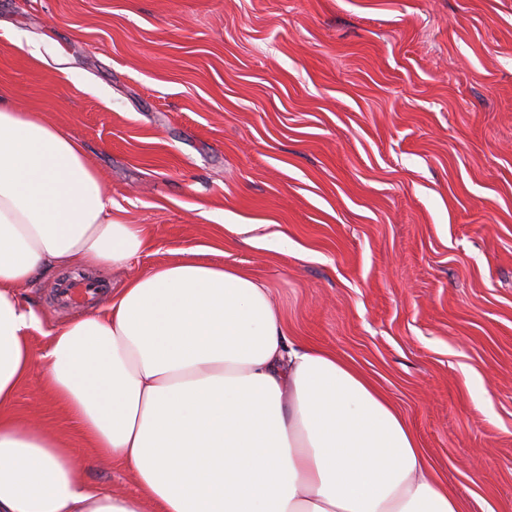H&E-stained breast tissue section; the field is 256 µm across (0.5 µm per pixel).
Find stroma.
I'll return each mask as SVG.
<instances>
[{
  "label": "stroma",
  "mask_w": 512,
  "mask_h": 512,
  "mask_svg": "<svg viewBox=\"0 0 512 512\" xmlns=\"http://www.w3.org/2000/svg\"><path fill=\"white\" fill-rule=\"evenodd\" d=\"M0 89L149 233L128 271L81 266L100 300L194 251L239 267L404 415L463 512H512V0H0ZM60 281L24 290L49 328L95 308ZM42 371L13 413L137 493Z\"/></svg>",
  "instance_id": "stroma-1"
}]
</instances>
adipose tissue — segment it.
I'll return each mask as SVG.
<instances>
[{"instance_id": "ef3b65f1", "label": "adipose tissue", "mask_w": 512, "mask_h": 512, "mask_svg": "<svg viewBox=\"0 0 512 512\" xmlns=\"http://www.w3.org/2000/svg\"><path fill=\"white\" fill-rule=\"evenodd\" d=\"M149 245L113 217L80 144L0 93V512H462L406 419L336 353L290 340L237 268L159 265L52 329L21 294ZM38 361L42 389L138 493L91 487L52 428L13 414Z\"/></svg>"}]
</instances>
